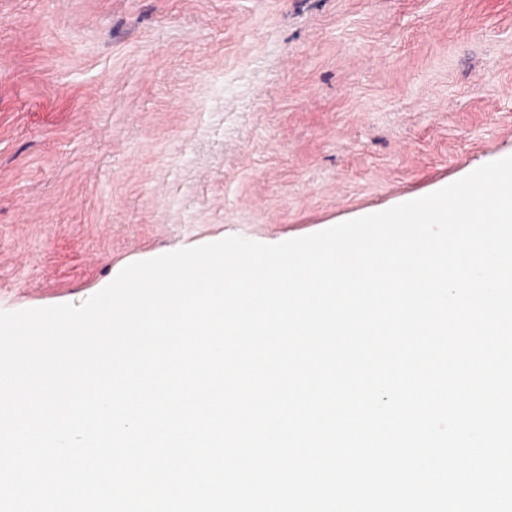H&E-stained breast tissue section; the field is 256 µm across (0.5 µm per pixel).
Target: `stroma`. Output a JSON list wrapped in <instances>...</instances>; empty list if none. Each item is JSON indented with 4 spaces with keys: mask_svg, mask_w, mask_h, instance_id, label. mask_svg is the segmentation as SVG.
I'll return each instance as SVG.
<instances>
[{
    "mask_svg": "<svg viewBox=\"0 0 512 512\" xmlns=\"http://www.w3.org/2000/svg\"><path fill=\"white\" fill-rule=\"evenodd\" d=\"M512 154V0H0V310Z\"/></svg>",
    "mask_w": 512,
    "mask_h": 512,
    "instance_id": "obj_1",
    "label": "stroma"
}]
</instances>
